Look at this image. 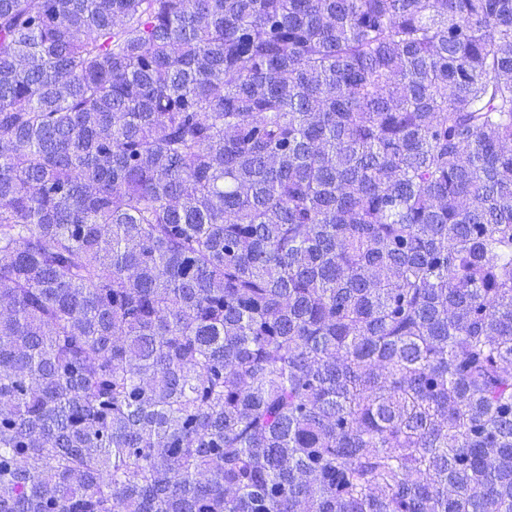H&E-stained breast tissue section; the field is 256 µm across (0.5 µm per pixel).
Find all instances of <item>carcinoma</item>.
<instances>
[{"instance_id":"obj_1","label":"carcinoma","mask_w":512,"mask_h":512,"mask_svg":"<svg viewBox=\"0 0 512 512\" xmlns=\"http://www.w3.org/2000/svg\"><path fill=\"white\" fill-rule=\"evenodd\" d=\"M0 512H512V0H0Z\"/></svg>"}]
</instances>
